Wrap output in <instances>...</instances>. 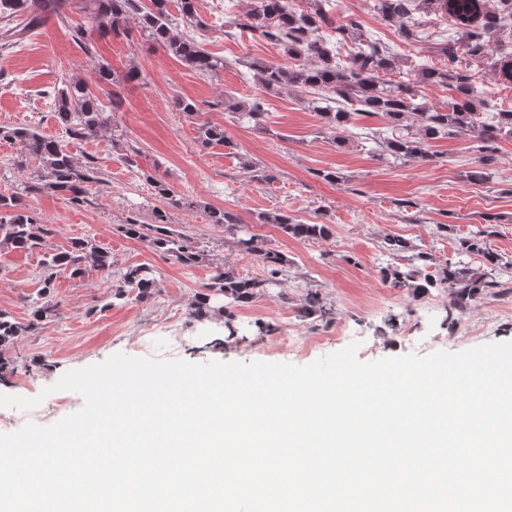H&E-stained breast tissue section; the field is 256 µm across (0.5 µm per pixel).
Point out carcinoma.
Instances as JSON below:
<instances>
[{
    "label": "carcinoma",
    "mask_w": 512,
    "mask_h": 512,
    "mask_svg": "<svg viewBox=\"0 0 512 512\" xmlns=\"http://www.w3.org/2000/svg\"><path fill=\"white\" fill-rule=\"evenodd\" d=\"M93 22L100 33L128 35V24L135 20L159 47L203 76L216 78L224 71V60L208 53L200 42L185 38L176 32L177 21L203 29L206 23L199 17L197 0H177L180 19L168 10V0H92ZM326 0H308L307 9L296 7L293 0H252L249 9L237 22L241 28L278 45L285 63L254 62L261 87L277 93L284 88L328 90L336 97L326 100L320 108L325 126L331 131L343 130L354 116L383 114L390 122L391 136L382 141V149L398 159L430 158L428 140L441 135L464 136L474 142L480 153L482 165L492 157L497 140L512 138V110L496 113L486 121L477 112V100L470 76L460 67L462 58H482L488 46L512 32V0H496V7L488 6V0H378L382 18L399 25L405 38L413 36L412 10L424 14L440 12L454 25V38L437 44L434 52L441 66L423 68L418 73L422 84L439 85L454 93L451 106L442 111L415 102L413 85L394 84L385 76L396 65L387 48L376 41L362 38L358 23L349 22L336 28L341 36L354 44V55L348 64L336 60V54L314 32L333 24L329 12L324 10ZM64 0H0V49H7L21 42L27 35L42 27L47 19L63 14ZM494 71L505 81L512 82V53L502 52L494 62ZM56 118L72 140H82L112 128L111 113L104 111L100 100L86 85L70 82L54 91ZM227 110L255 123L265 117L264 102L253 99L250 104L240 102L227 106ZM198 140L205 146L211 144L231 146L233 142L224 134V127L208 120L197 123ZM0 138L18 141L22 145L23 158L17 161L20 168L34 160L37 168L20 191L10 196H0V246L20 251H33L47 246L49 230L37 218L24 209V198L45 190L63 192L70 200L80 204L85 200L88 186L103 181L91 163L78 162L60 141L43 135L33 128L0 127ZM155 195L164 208L155 210L153 223L141 224L135 218L120 224L117 231L129 238L149 237L150 242L185 265L201 260L203 253L188 236L174 229L171 212L188 211L201 207L200 202L189 195L178 194L161 177L145 175ZM210 223L224 227L235 239L242 253L256 258L263 264L261 279H245L227 266L216 271L208 293L199 296L193 315L202 319L210 312V293L223 295L233 303H249L265 291L281 284V277L289 259L282 252L269 248L259 235L239 223L237 216L222 208H208ZM258 224H276L287 236L296 239L326 238L331 230L327 224H303L285 214L259 213ZM458 252L482 255L487 271L476 273L464 264L446 265L423 279L398 268L383 272L385 281L394 288H411L425 293L431 288L448 291L453 313L467 307L479 293L499 286L497 275L512 267V262L486 248L485 231L478 230L459 239ZM89 268L107 274L112 273L111 254L94 243L75 239L69 249L57 251L45 260L47 274L44 284L50 285L54 274L70 271L73 277L81 276ZM156 286L152 270L143 265L128 266L120 273L113 297L124 299L132 290L138 296L151 294ZM33 321L30 325L50 322L59 316V305L49 300L37 299L32 303ZM330 314L323 296L310 290L300 309V316L313 315L325 318ZM25 326L14 321L6 311L0 310V373L12 372L15 359L11 349Z\"/></svg>",
    "instance_id": "obj_1"
}]
</instances>
